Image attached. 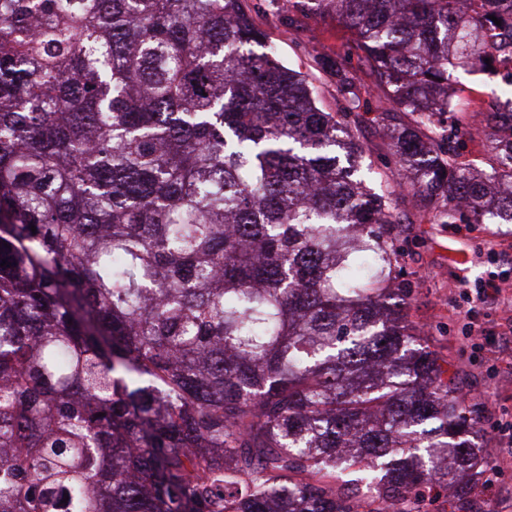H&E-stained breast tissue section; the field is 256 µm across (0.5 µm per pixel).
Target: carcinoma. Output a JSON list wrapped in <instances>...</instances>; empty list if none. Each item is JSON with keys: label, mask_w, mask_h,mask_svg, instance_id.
Wrapping results in <instances>:
<instances>
[{"label": "carcinoma", "mask_w": 512, "mask_h": 512, "mask_svg": "<svg viewBox=\"0 0 512 512\" xmlns=\"http://www.w3.org/2000/svg\"><path fill=\"white\" fill-rule=\"evenodd\" d=\"M306 5L370 65L336 112L248 0H0V512H474L479 410L356 126L375 96L439 223L512 224V100L454 89L512 86V0ZM455 79L456 112L465 121L472 122L471 116L504 99L506 88L498 74L459 70L455 73ZM463 157L478 169H485L489 159L488 142L484 133L465 144Z\"/></svg>", "instance_id": "cac0c4a2"}]
</instances>
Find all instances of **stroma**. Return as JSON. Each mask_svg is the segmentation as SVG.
<instances>
[{
  "mask_svg": "<svg viewBox=\"0 0 512 512\" xmlns=\"http://www.w3.org/2000/svg\"><path fill=\"white\" fill-rule=\"evenodd\" d=\"M250 2L256 7L257 25L285 65L309 71L308 51L313 47L330 65L339 59H358L353 35L335 16L289 8L288 0ZM455 79L456 112L462 119H470L503 98L505 85L500 75L461 70ZM377 106L376 99L367 98L356 135L373 162V183L397 190L396 212L407 239L399 264L413 288L410 317L423 326L431 348L447 356L452 370L463 377L466 391L485 403L481 430L488 463L483 476L497 482L509 503L507 512H512V469L500 470L491 427L494 416L512 417V380L490 378L487 363L472 350L463 335L464 325L468 316L482 317L484 309L479 302H463L456 292L459 283L472 287L488 279L502 282L512 292V224H440L434 211L413 208L407 195L398 190L403 173L378 132ZM490 238L498 245L497 253L487 250Z\"/></svg>",
  "mask_w": 512,
  "mask_h": 512,
  "instance_id": "obj_1",
  "label": "stroma"
}]
</instances>
